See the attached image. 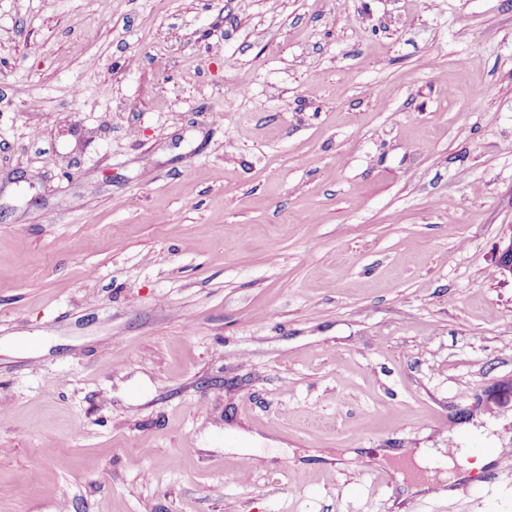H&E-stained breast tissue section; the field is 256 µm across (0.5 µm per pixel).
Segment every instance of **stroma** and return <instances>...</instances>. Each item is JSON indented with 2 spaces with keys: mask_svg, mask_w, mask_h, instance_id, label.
Listing matches in <instances>:
<instances>
[{
  "mask_svg": "<svg viewBox=\"0 0 512 512\" xmlns=\"http://www.w3.org/2000/svg\"><path fill=\"white\" fill-rule=\"evenodd\" d=\"M511 226L512 0H0V512H512ZM453 456H446V448H420L418 451L415 462L421 469L437 467L432 462L435 458L442 460L448 468L455 467V463L460 466L459 476L448 482V486L452 485L457 480L464 479L467 475V470L471 465L467 459L471 456H477L478 466L488 465L493 463L501 453L498 448H450Z\"/></svg>",
  "mask_w": 512,
  "mask_h": 512,
  "instance_id": "stroma-1",
  "label": "stroma"
}]
</instances>
